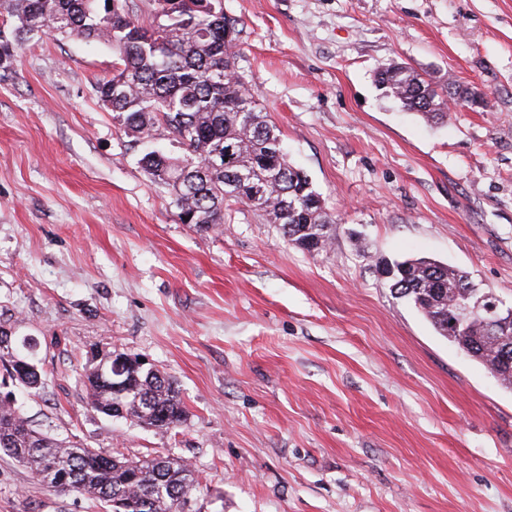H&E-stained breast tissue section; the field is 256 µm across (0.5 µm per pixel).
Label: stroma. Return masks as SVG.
<instances>
[{"label": "stroma", "mask_w": 512, "mask_h": 512, "mask_svg": "<svg viewBox=\"0 0 512 512\" xmlns=\"http://www.w3.org/2000/svg\"><path fill=\"white\" fill-rule=\"evenodd\" d=\"M236 66L335 224L309 253L228 201L181 223L93 91L111 49L36 36L0 79V327L40 389L30 424L191 464L184 512H512V391L378 267L436 259L512 303V0H224ZM400 63L484 99L428 124L379 89ZM174 380L148 430L89 404L107 352ZM0 512H99L0 452Z\"/></svg>", "instance_id": "1"}]
</instances>
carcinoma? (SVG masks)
<instances>
[{"mask_svg": "<svg viewBox=\"0 0 512 512\" xmlns=\"http://www.w3.org/2000/svg\"><path fill=\"white\" fill-rule=\"evenodd\" d=\"M149 8L144 22L131 0H0V71H9L24 43L39 33L112 48V72L97 80L96 95L141 146L139 165L170 193L184 223L211 231L224 223V202L231 200L278 225L302 250L325 249L335 220L238 73V21L224 12V0H151ZM378 83L428 122L448 117V91L404 66L381 69ZM162 137L179 151L146 147ZM255 185L264 192L259 203L250 196ZM378 272L388 273L391 290L439 336L512 390V364L503 361L512 358V326L496 336L481 313H463L461 303L484 295L471 287L470 273L425 257L395 260ZM0 366L23 387L41 383L40 371L18 369L1 349ZM83 383L90 404L107 416L165 431L184 422L173 382L134 356L105 354ZM0 450L47 487L87 495L105 512H179L196 485L179 458H117L40 433L11 400H0Z\"/></svg>", "mask_w": 512, "mask_h": 512, "instance_id": "obj_1", "label": "carcinoma"}]
</instances>
